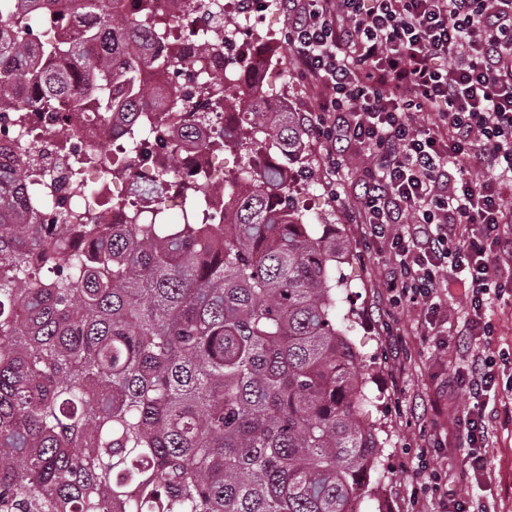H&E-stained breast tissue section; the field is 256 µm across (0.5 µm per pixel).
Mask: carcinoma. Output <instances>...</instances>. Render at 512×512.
Wrapping results in <instances>:
<instances>
[{
    "mask_svg": "<svg viewBox=\"0 0 512 512\" xmlns=\"http://www.w3.org/2000/svg\"><path fill=\"white\" fill-rule=\"evenodd\" d=\"M0 0V113L61 95L157 127L168 112L203 125L192 96L235 103L223 142L244 158L224 180V217L169 223L173 174L130 181L159 206L111 231L96 212L35 224L22 204L30 150L0 165V512H349L379 463L361 357L336 315V226L289 204L302 160L295 113L233 65L236 23L187 49L184 20L152 0ZM73 23L76 35L41 34ZM164 42L151 57L150 41ZM224 56L206 80L196 67ZM192 84L145 82L146 71ZM120 83L115 101L108 85ZM48 184V171L31 175Z\"/></svg>",
    "mask_w": 512,
    "mask_h": 512,
    "instance_id": "cac0c4a2",
    "label": "carcinoma"
}]
</instances>
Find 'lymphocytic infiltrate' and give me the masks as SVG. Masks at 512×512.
<instances>
[{"instance_id": "lymphocytic-infiltrate-1", "label": "lymphocytic infiltrate", "mask_w": 512, "mask_h": 512, "mask_svg": "<svg viewBox=\"0 0 512 512\" xmlns=\"http://www.w3.org/2000/svg\"><path fill=\"white\" fill-rule=\"evenodd\" d=\"M299 80L338 172L369 158L357 183L371 235L391 242L390 290L428 317L465 288L469 332L491 338L486 309L512 288V0H277ZM436 115L425 122L424 113ZM495 358L458 375L474 405L458 425L473 472L485 468V399Z\"/></svg>"}]
</instances>
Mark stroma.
<instances>
[{
    "mask_svg": "<svg viewBox=\"0 0 512 512\" xmlns=\"http://www.w3.org/2000/svg\"><path fill=\"white\" fill-rule=\"evenodd\" d=\"M285 27L281 13H267L251 48L272 59L263 75L265 95L296 112L307 126L308 172L299 178V207L310 223L335 225L345 253L338 271L346 282L344 306L355 314L350 341L362 357L369 397L361 419L382 444L361 512H441L434 490L438 482L448 484L456 499L473 510L486 504L496 512H512V391L506 388L512 378V298L503 297L487 312L496 327L490 350L499 356L500 385L487 404L493 437L483 451L485 473L477 477L464 464L458 433V420L473 401L465 388L448 386L450 375L471 360L464 290L450 288L447 323L431 325L419 306L387 294L383 269L392 255L390 244L370 237L355 215L352 189L367 157L357 154L337 176H329L325 145L308 125L318 90L297 79L299 63L284 42Z\"/></svg>",
    "mask_w": 512,
    "mask_h": 512,
    "instance_id": "obj_1",
    "label": "stroma"
}]
</instances>
